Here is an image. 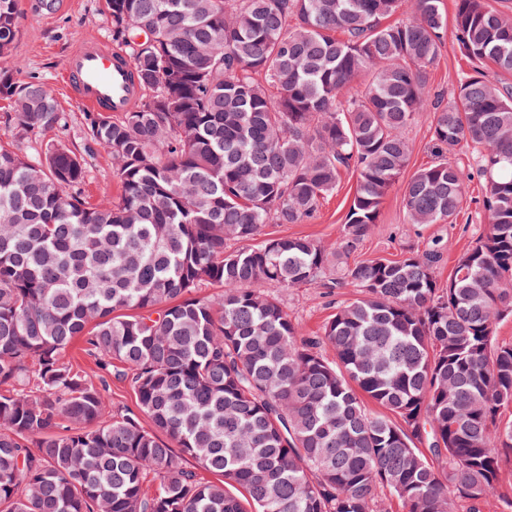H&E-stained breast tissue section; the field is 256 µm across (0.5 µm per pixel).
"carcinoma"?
<instances>
[{
  "instance_id": "obj_1",
  "label": "carcinoma",
  "mask_w": 512,
  "mask_h": 512,
  "mask_svg": "<svg viewBox=\"0 0 512 512\" xmlns=\"http://www.w3.org/2000/svg\"><path fill=\"white\" fill-rule=\"evenodd\" d=\"M106 4L139 97L87 116L119 179L91 205L85 157L20 147L62 115L20 77L18 0H0L17 137L0 142V512H453L455 497L483 512L494 492L512 509V340L496 333L512 316V86L483 72L512 74V14L456 0L472 74L445 101L426 92L442 0L394 21L405 0ZM423 116L439 160L404 186L409 223L451 224L471 175L484 186L485 230L448 283L437 243L353 263L306 237L254 243L313 218L352 168L348 254ZM464 148L474 173L450 160ZM263 282L359 297L304 336ZM204 283L222 291L194 296ZM77 339L90 373L66 359ZM113 379L137 411L112 408Z\"/></svg>"
}]
</instances>
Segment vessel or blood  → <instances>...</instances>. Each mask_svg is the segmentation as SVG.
<instances>
[{
	"label": "vessel or blood",
	"instance_id": "1",
	"mask_svg": "<svg viewBox=\"0 0 512 512\" xmlns=\"http://www.w3.org/2000/svg\"><path fill=\"white\" fill-rule=\"evenodd\" d=\"M64 75L69 93L86 109L118 115L137 103L128 57L98 37H86L67 57Z\"/></svg>",
	"mask_w": 512,
	"mask_h": 512
}]
</instances>
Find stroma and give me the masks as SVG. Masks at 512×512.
<instances>
[{"instance_id":"35a3bbf8","label":"stroma","mask_w":512,"mask_h":512,"mask_svg":"<svg viewBox=\"0 0 512 512\" xmlns=\"http://www.w3.org/2000/svg\"><path fill=\"white\" fill-rule=\"evenodd\" d=\"M19 13L21 35L17 53L23 61L24 72L39 78L50 88L60 112L65 115L64 126L45 131L40 143L27 144L25 150L34 158L41 142L54 141L84 152L89 149L85 136L86 111L65 89L63 63L87 36L111 40L112 27L105 0H59L53 11L40 9L38 0H19ZM467 69V63L458 50L454 30L446 29L442 54L429 70V96L450 97L459 76ZM356 182L355 172L342 173L335 193L328 197L313 219L301 224L266 225L264 236H305L326 250H338ZM82 191L85 199L93 205L118 194L116 167L103 151H95L91 157ZM482 199V182L472 179L455 223L411 224L405 214L403 187L395 185L381 206L378 224L361 239L349 258L353 261L374 258L397 260L406 254L423 251L437 239L443 248V261L437 275L439 280H447L458 259L484 231L486 219ZM262 289L281 300L306 336L320 335L337 307L355 296L354 288L348 286L329 289L314 284L283 289L266 283Z\"/></svg>"}]
</instances>
